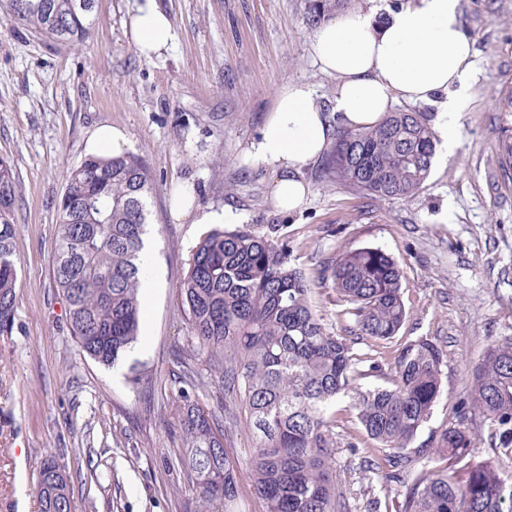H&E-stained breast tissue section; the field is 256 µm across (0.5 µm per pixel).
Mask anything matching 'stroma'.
Instances as JSON below:
<instances>
[{
    "instance_id": "obj_1",
    "label": "stroma",
    "mask_w": 512,
    "mask_h": 512,
    "mask_svg": "<svg viewBox=\"0 0 512 512\" xmlns=\"http://www.w3.org/2000/svg\"><path fill=\"white\" fill-rule=\"evenodd\" d=\"M157 5L175 39L151 60L131 36L135 0H98L94 29L76 45L0 18V157L17 174L19 268L13 328L0 335V512H40L36 480L48 455L66 468L76 512H195V493L170 463L182 448L179 358L191 348L176 284L204 227L172 219L177 189L195 209H222L234 224L287 239L290 266L310 280L316 313L338 334L354 318L326 277L328 261L374 247L398 262L410 317L389 350L424 338L448 354L441 393L409 450L416 469L431 466L428 445L454 423L473 364L512 337V178L499 167L512 113L498 109L512 88V0H460L474 49L460 146L434 158L414 197L350 192L323 181L316 161L302 170L311 193L293 213L272 198L277 172L246 151L282 87L308 83L326 100L336 90L335 77L314 61L308 0ZM101 125L125 132L126 152L142 157L155 181L152 285L142 291L137 342L110 367L84 357L71 338L52 271L66 175L87 158V138ZM198 394L224 430L228 456L245 467L249 432L230 426L217 383ZM335 407L343 417L336 457L348 470L352 512H389L406 484L363 476L360 457L379 445L347 399Z\"/></svg>"
}]
</instances>
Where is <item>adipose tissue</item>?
Listing matches in <instances>:
<instances>
[{"label":"adipose tissue","instance_id":"ef3b65f1","mask_svg":"<svg viewBox=\"0 0 512 512\" xmlns=\"http://www.w3.org/2000/svg\"><path fill=\"white\" fill-rule=\"evenodd\" d=\"M130 31L147 59L161 56L174 39L155 0H138ZM313 53L320 70L337 79L330 103L310 85L286 86L248 150L254 162L278 168L272 197L279 208L291 212L304 204L310 186L301 171L330 147L334 122L371 126L399 101L437 104L440 154L455 153L458 119L473 79L460 0H401L383 15L348 12L316 31Z\"/></svg>","mask_w":512,"mask_h":512}]
</instances>
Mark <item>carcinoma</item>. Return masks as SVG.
<instances>
[{
    "label": "carcinoma",
    "mask_w": 512,
    "mask_h": 512,
    "mask_svg": "<svg viewBox=\"0 0 512 512\" xmlns=\"http://www.w3.org/2000/svg\"><path fill=\"white\" fill-rule=\"evenodd\" d=\"M343 0H309V22L329 20ZM97 0H0V13L46 39L66 44L91 33ZM426 112H389L370 127L336 130L323 177L380 198L406 199L423 187L435 155ZM16 171L0 158V334L12 328L18 278L13 242ZM153 179L134 155L90 157L67 176L58 204L53 277L67 304L70 335L104 366L136 342L142 310L140 252ZM288 240L246 225L202 234L177 286L190 341L220 379L229 413L243 415L255 446L248 477L265 512H350V491L337 468L336 416L349 399L382 455L360 463L364 473L398 480L410 471L407 453L440 395L447 354L418 339L392 357L385 386L357 380L382 371V357L355 349L383 344L405 324L409 309L397 261L379 248L341 252L330 266L332 288L354 316L352 335L330 332L311 305L312 288L288 264ZM185 385L205 375L181 361ZM491 427L492 456L472 460L469 410ZM179 464L201 512L216 503L234 512L240 471L228 459L224 433L209 411L183 393ZM433 454L444 467L421 471L395 512H512V340L488 347L471 371L457 424L439 435ZM41 512H75L65 466L48 456L37 484Z\"/></svg>",
    "instance_id": "carcinoma-1"
}]
</instances>
